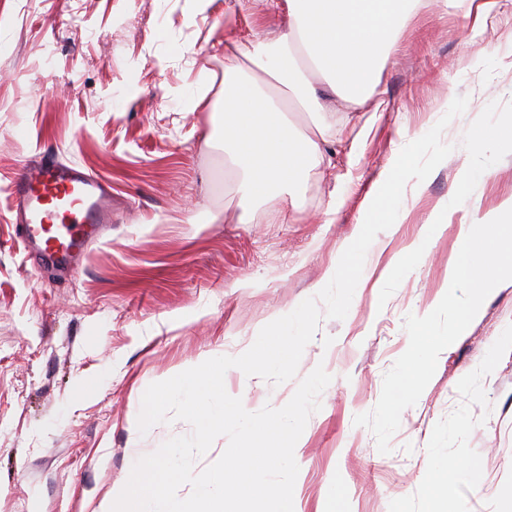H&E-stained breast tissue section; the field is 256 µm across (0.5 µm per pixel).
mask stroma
I'll return each instance as SVG.
<instances>
[{
    "label": "stroma",
    "mask_w": 512,
    "mask_h": 512,
    "mask_svg": "<svg viewBox=\"0 0 512 512\" xmlns=\"http://www.w3.org/2000/svg\"><path fill=\"white\" fill-rule=\"evenodd\" d=\"M273 0H0V512H91L122 489L140 455L183 421L139 432L147 387L205 358L242 351L260 329L315 296L405 145L466 96L442 135L453 147L409 182L394 224L377 234L344 319L322 318L296 376L279 385L228 371L250 411L284 406L301 378L332 380L300 437L297 512H504L512 506V283L444 349L417 403L380 453L356 415L377 404L408 347L407 315L424 316L448 286L458 226L512 195V155L454 193L476 162L469 132L512 115V8L481 25L436 6L408 23L380 87L390 109L320 113L337 132L299 210L276 221L244 210L224 174L213 105L224 90V37L285 28ZM200 100L192 112L181 104ZM47 152L105 182L124 207L72 280L27 260L14 238L8 188ZM447 226L419 231L431 214ZM473 464L453 490L430 469Z\"/></svg>",
    "instance_id": "obj_1"
}]
</instances>
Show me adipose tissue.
Masks as SVG:
<instances>
[{"label":"adipose tissue","instance_id":"adipose-tissue-1","mask_svg":"<svg viewBox=\"0 0 512 512\" xmlns=\"http://www.w3.org/2000/svg\"><path fill=\"white\" fill-rule=\"evenodd\" d=\"M288 26L268 38L224 46V96L220 104L224 165L248 203L283 197L299 207V190L320 166L324 148L303 135L292 115L326 111L309 77L319 73L327 90L355 105L375 93L382 69L420 0H284ZM250 67H243L242 59ZM478 155H512V118L473 128Z\"/></svg>","mask_w":512,"mask_h":512}]
</instances>
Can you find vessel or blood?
Segmentation results:
<instances>
[{
	"label": "vessel or blood",
	"mask_w": 512,
	"mask_h": 512,
	"mask_svg": "<svg viewBox=\"0 0 512 512\" xmlns=\"http://www.w3.org/2000/svg\"><path fill=\"white\" fill-rule=\"evenodd\" d=\"M17 236L38 260L76 276L112 221V197L80 165L41 158L11 187Z\"/></svg>",
	"instance_id": "b4317fda"
}]
</instances>
